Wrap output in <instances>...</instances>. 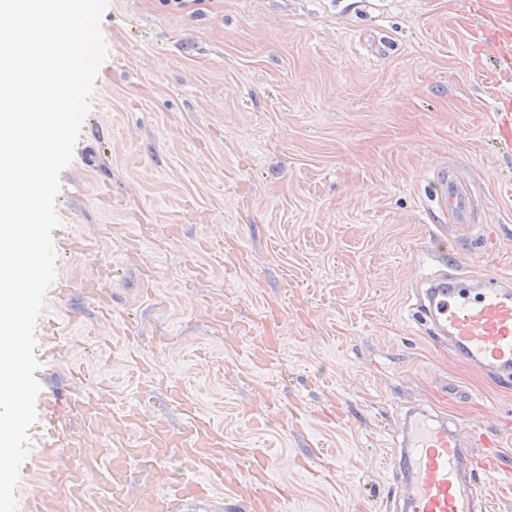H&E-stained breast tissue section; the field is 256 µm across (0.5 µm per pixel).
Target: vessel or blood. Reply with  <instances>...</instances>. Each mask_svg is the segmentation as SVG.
Masks as SVG:
<instances>
[{
	"mask_svg": "<svg viewBox=\"0 0 512 512\" xmlns=\"http://www.w3.org/2000/svg\"><path fill=\"white\" fill-rule=\"evenodd\" d=\"M442 184L450 209L465 218L468 197L453 180ZM418 313L455 359L500 382L512 381L511 285L491 276L473 284L435 280L421 293ZM210 322L225 341L248 342L251 366L268 367L270 342L253 322L233 309L212 313ZM168 399L182 416L175 433L134 408L117 406L106 384L73 394L46 393L39 405L43 431L30 446L52 468L58 457L76 460L75 468H53L51 477L81 512H203L220 493L238 512H288L292 490L273 480L271 449L228 447L222 423L202 412L181 386L170 387ZM74 423L80 435L71 434ZM104 431L109 452L92 454L86 441ZM395 463L404 484L401 512H486L481 476L487 466L452 419L413 405ZM147 464L156 480L136 489V470Z\"/></svg>",
	"mask_w": 512,
	"mask_h": 512,
	"instance_id": "b4317fda",
	"label": "vessel or blood"
}]
</instances>
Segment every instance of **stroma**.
<instances>
[{
  "mask_svg": "<svg viewBox=\"0 0 512 512\" xmlns=\"http://www.w3.org/2000/svg\"><path fill=\"white\" fill-rule=\"evenodd\" d=\"M498 2L108 0V54L52 232L95 248L59 267L70 295L46 296L45 315L82 319L36 371L42 390L69 386L81 361L174 429L163 387L182 386L231 447L275 450L288 512H388L404 492L401 418L423 403L491 464V512H512V384L454 360L414 307L439 274L512 283ZM445 171L468 194L466 220L441 200ZM229 237L232 269L216 260ZM271 305L279 350L257 375L208 316ZM138 361L154 381L134 385ZM271 390L284 414L267 415ZM328 404L336 421L321 418ZM315 441L336 455L321 481L297 465Z\"/></svg>",
  "mask_w": 512,
  "mask_h": 512,
  "instance_id": "obj_1",
  "label": "stroma"
}]
</instances>
